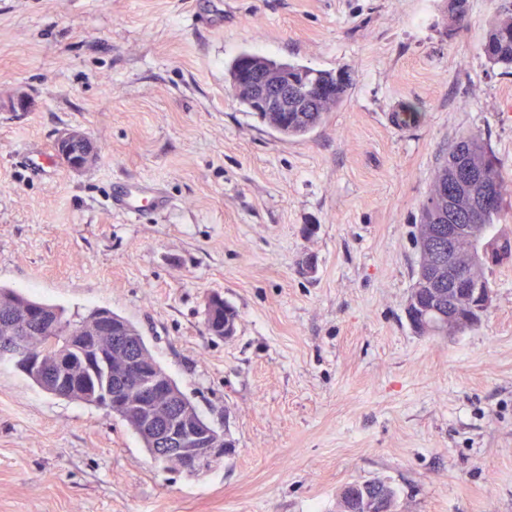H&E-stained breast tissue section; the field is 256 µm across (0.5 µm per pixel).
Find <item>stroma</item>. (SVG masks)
I'll return each instance as SVG.
<instances>
[{
	"label": "stroma",
	"mask_w": 512,
	"mask_h": 512,
	"mask_svg": "<svg viewBox=\"0 0 512 512\" xmlns=\"http://www.w3.org/2000/svg\"><path fill=\"white\" fill-rule=\"evenodd\" d=\"M500 5L0 0V285L127 318L236 442L164 469L105 409L0 364V512H336L377 477L398 512H512V260L478 327L428 338L405 313L454 138L481 132L512 194V75L482 50ZM244 51L347 73L349 97L282 140L230 89ZM68 129L99 152L78 172L55 151ZM131 179L171 210H112ZM213 294L231 339L205 328Z\"/></svg>",
	"instance_id": "obj_1"
}]
</instances>
